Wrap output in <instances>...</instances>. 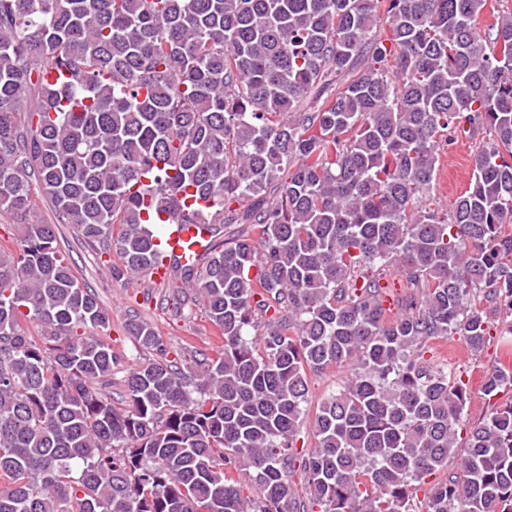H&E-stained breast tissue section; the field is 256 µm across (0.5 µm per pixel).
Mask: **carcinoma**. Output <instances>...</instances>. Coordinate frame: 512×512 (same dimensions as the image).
<instances>
[{
    "mask_svg": "<svg viewBox=\"0 0 512 512\" xmlns=\"http://www.w3.org/2000/svg\"><path fill=\"white\" fill-rule=\"evenodd\" d=\"M488 4L0 0V216L24 225L0 250V512H289L298 460L302 512H512V12L481 30ZM482 130L467 189L427 208L440 149ZM160 214L210 233L163 284L224 347L172 358L130 320L156 359L118 407L111 315L58 225L124 280L166 257ZM492 313L501 359L465 427L432 341L478 355ZM332 366L355 377L303 456L309 373Z\"/></svg>",
    "mask_w": 512,
    "mask_h": 512,
    "instance_id": "obj_1",
    "label": "carcinoma"
}]
</instances>
